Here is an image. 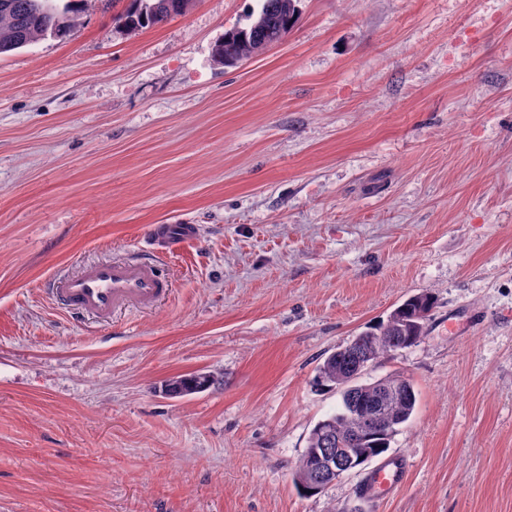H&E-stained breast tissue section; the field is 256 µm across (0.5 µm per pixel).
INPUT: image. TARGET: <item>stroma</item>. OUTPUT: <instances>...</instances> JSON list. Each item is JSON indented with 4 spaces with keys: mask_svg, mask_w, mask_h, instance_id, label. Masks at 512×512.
<instances>
[{
    "mask_svg": "<svg viewBox=\"0 0 512 512\" xmlns=\"http://www.w3.org/2000/svg\"><path fill=\"white\" fill-rule=\"evenodd\" d=\"M258 9L126 32L96 4L0 55V512H512V0H301L217 64ZM157 224L199 232L153 310L57 304ZM422 291L424 338L369 374L414 383L403 483L301 496L341 402L318 367ZM261 1L257 17L247 28L226 32L224 40L215 46L217 62L234 66L282 41L293 29L298 20L300 0ZM214 376L206 373L178 377L164 384V391L170 397H182L188 394L202 392L214 384Z\"/></svg>",
    "mask_w": 512,
    "mask_h": 512,
    "instance_id": "obj_1",
    "label": "stroma"
}]
</instances>
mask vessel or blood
<instances>
[{"label": "vessel or blood", "mask_w": 512, "mask_h": 512, "mask_svg": "<svg viewBox=\"0 0 512 512\" xmlns=\"http://www.w3.org/2000/svg\"><path fill=\"white\" fill-rule=\"evenodd\" d=\"M194 234L191 224L159 225L150 240L151 257L87 264L80 274L55 281L52 295L72 314L91 313L103 320L130 307L152 308L172 291L170 281L159 270L160 259ZM406 470V465L395 458L380 462L371 470L369 496H379L399 484Z\"/></svg>", "instance_id": "vessel-or-blood-1"}]
</instances>
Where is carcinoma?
Wrapping results in <instances>:
<instances>
[{"instance_id":"1","label":"carcinoma","mask_w":512,"mask_h":512,"mask_svg":"<svg viewBox=\"0 0 512 512\" xmlns=\"http://www.w3.org/2000/svg\"><path fill=\"white\" fill-rule=\"evenodd\" d=\"M94 0H0V54L25 47L40 37L65 39L76 27L78 17ZM193 0H112L123 7L115 19L129 31L153 28L173 16L186 13ZM300 0H262L255 20L246 28L233 29L215 46L217 62L234 66L243 59L264 51L282 41L295 26ZM434 299L429 293L410 296V301L386 321L356 336L350 343L325 358L318 367L316 381L333 386L341 395V406L319 421L311 430L308 444L297 460L294 471L307 470L316 464L313 453L323 454L328 448L327 437H344L360 427L368 418L377 415L381 423L392 422L399 427L414 413L417 396L410 379L404 376L385 378L394 386L390 396L376 405V388L371 383L350 381L351 366L360 359L378 360L383 355L418 344L424 331L411 332L409 323L417 314L429 312ZM214 384L206 373L178 377L164 384L170 397H182L202 392ZM392 436L381 428L365 433V439L352 449L354 456L364 457L358 470L362 471L375 458L388 452Z\"/></svg>"}]
</instances>
